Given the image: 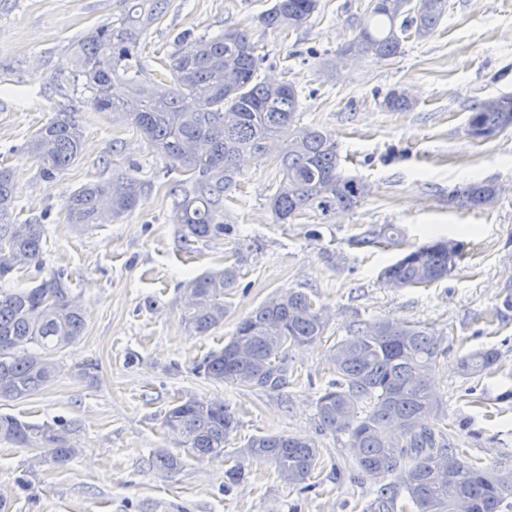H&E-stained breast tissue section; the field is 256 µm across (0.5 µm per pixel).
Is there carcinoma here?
I'll use <instances>...</instances> for the list:
<instances>
[{
    "instance_id": "1",
    "label": "carcinoma",
    "mask_w": 512,
    "mask_h": 512,
    "mask_svg": "<svg viewBox=\"0 0 512 512\" xmlns=\"http://www.w3.org/2000/svg\"><path fill=\"white\" fill-rule=\"evenodd\" d=\"M123 15L97 26L77 45L75 74L91 92V105L119 112L151 147L183 169L188 178L171 189V220L185 243L224 236V197L236 187L238 161L279 143L281 179L270 197L274 221L297 216L324 220L350 209L368 194L367 185L340 166L334 135L297 125L300 94L289 82L260 77L263 57L245 28L209 37L186 32L168 55L169 83L149 82L138 47L145 31L166 12L168 0H125ZM318 0H274L258 17L267 29H299L309 22ZM447 9V0H373L357 35L340 50L357 57L394 58L405 35L429 37ZM128 84L127 97L115 101L112 81ZM391 111L413 106L405 88L384 97ZM470 123L491 134L512 126V93L479 103ZM83 138L77 113L60 111L30 140L38 158V177L51 184L80 156ZM143 183L130 173L92 181L71 192L66 214L71 224L117 221L132 211ZM453 197L475 206L495 202L490 184L469 183ZM17 191L11 171L0 166V282L15 270L42 266L43 225L11 220ZM461 254L448 253V240L415 246L380 274L391 288L428 285L448 276ZM230 265L208 271L186 284L187 323L204 335L224 324V296L236 287ZM329 317L303 292L273 296L239 319L224 347L199 363L218 384L280 394L290 383V351L324 336ZM80 307L59 274L33 288L0 290V401L28 397L51 383L58 366L51 355L82 335ZM442 338L395 319L368 323L331 347L336 379L316 400L322 430L346 437V448L362 478L376 485L367 512H505L512 504V472L488 470L463 459L448 432L429 424L439 403L430 374L441 354ZM492 349L463 356L461 371L480 375L497 361ZM164 428L180 447L199 459L231 458L226 447L239 427L230 405L190 397L164 414ZM63 422L32 423L0 414V438L39 450L57 465L78 448ZM275 464L286 484L303 492L313 486L320 449L288 435H254L242 458ZM233 459V458H231ZM245 474L241 458L224 471L228 484Z\"/></svg>"
}]
</instances>
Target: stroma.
I'll return each mask as SVG.
<instances>
[{
    "mask_svg": "<svg viewBox=\"0 0 512 512\" xmlns=\"http://www.w3.org/2000/svg\"><path fill=\"white\" fill-rule=\"evenodd\" d=\"M271 0H170L143 36L148 78L164 64L184 30L215 35L248 28L263 58L260 76L300 92V121L335 134L347 175L371 192L327 223L301 217L273 223L269 197L280 179L276 151L245 157L240 183L224 201V237L184 244L170 220V188L182 180L132 125L92 108L73 78V51L88 31L115 20L122 0H0V164L14 172L16 220L44 224L41 270L23 269L0 288H31L63 272L80 304L85 329L61 350L55 381L33 396L0 406L32 423L74 424L80 448L59 466L0 439V499L8 512H366L371 481L348 469L343 437L319 430L315 402L330 382L335 340L363 324L398 319L433 330L446 352L432 375L438 420L456 447L482 467L512 471V127L488 138L467 132L478 104L512 93V0H448L427 39L407 38L398 57L344 62L339 51L358 32L370 0H319L306 26L272 31L257 23ZM416 103L390 112L393 88ZM77 112L81 154L53 184L37 177L31 137L58 110ZM133 172L148 184L122 220L71 224L67 195L83 184ZM481 181L499 198L486 208L451 200L450 190ZM395 224L393 245L362 243ZM441 237L462 245L448 277L389 288L378 275L414 246ZM238 264L228 314L209 334L186 321L184 285L214 268ZM309 295L329 315L324 338L292 349L294 382L282 395L237 390L210 381L199 362L223 347L236 322L269 297ZM480 348L498 353L479 377L458 369ZM189 396L219 398L239 417L228 451L239 455L254 435L313 439L321 452L317 486L298 492L274 463L251 462L238 485L225 487L224 461L179 450L162 426L169 407ZM182 464L164 473L158 450Z\"/></svg>",
    "mask_w": 512,
    "mask_h": 512,
    "instance_id": "35a3bbf8",
    "label": "stroma"
}]
</instances>
